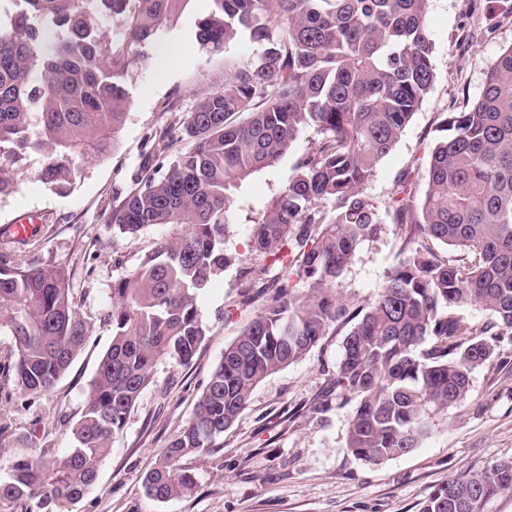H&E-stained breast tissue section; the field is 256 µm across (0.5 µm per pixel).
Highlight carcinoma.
Instances as JSON below:
<instances>
[{"label": "carcinoma", "mask_w": 512, "mask_h": 512, "mask_svg": "<svg viewBox=\"0 0 512 512\" xmlns=\"http://www.w3.org/2000/svg\"><path fill=\"white\" fill-rule=\"evenodd\" d=\"M188 2L0 0V196L13 191L30 150L46 155L41 176L59 189L80 174L72 155L108 151L126 119L129 65L149 60ZM211 2L197 43L216 52L246 39L257 53L227 62L224 88L188 113L182 134L194 148L163 175L141 178L108 214L123 234L172 233L112 283V342L73 426L74 447L47 462L15 459L0 477V512H69L94 486L158 360L188 364L204 340L199 299L232 264L224 235L236 195L276 169L308 128L317 141L248 216L252 247L275 279L244 272L241 303L260 312L224 349L187 424L144 476L146 495L165 501L192 489L182 459L220 447L256 386L301 360L334 324H353L332 381L336 399L357 400L346 448L372 464L420 447L436 419L467 398L472 371L497 352L498 337L512 334V46L490 66L480 96L443 119L448 136L430 151L423 196L413 200L415 171L395 182L385 211L405 257L374 301L353 309L335 284L380 229L366 186L435 82L429 0ZM244 112L246 121L232 120ZM15 243L0 236V334L11 338L0 389L14 381L39 397L92 325L77 311L69 273L20 262ZM294 279L308 295L293 293ZM472 305L490 321L463 323L459 311ZM511 490L512 461H496L435 489L422 512H484Z\"/></svg>", "instance_id": "obj_1"}]
</instances>
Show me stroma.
Segmentation results:
<instances>
[{"label": "stroma", "mask_w": 512, "mask_h": 512, "mask_svg": "<svg viewBox=\"0 0 512 512\" xmlns=\"http://www.w3.org/2000/svg\"><path fill=\"white\" fill-rule=\"evenodd\" d=\"M209 7V0H189L178 23L152 46L149 62L130 65L126 120L110 154L80 159L79 177L60 192L39 176L45 156L30 153L13 191L0 196V227L25 213L39 221L36 241L20 248L21 259L68 269L79 310L94 325L53 392L35 401L16 384L0 392V419L11 426L0 472L17 456L42 448L60 456L72 448V426L112 341L104 319L112 307V283L165 233L151 227L131 236L112 228L106 215L115 194L132 191L151 164L191 148L181 133L187 114L205 90L223 87L227 59L256 52L245 40L224 52L203 50L194 31ZM428 26L435 83L367 186L368 195L382 203L401 171L424 168L430 150L445 136V115L480 95L490 65L512 45V15L490 10L487 0H430ZM315 139L314 131L306 130L277 171L255 178L238 194L239 217L228 224L224 239L232 263L199 301L206 335L196 356L187 365L158 361L96 484L70 512H421L438 486L463 472L512 460V335L472 372L468 397L437 419L429 439L409 454L373 465L354 458L345 446L353 404L328 399L349 331L336 325L303 359L254 389L248 407L225 432L221 450L184 458L196 477L191 492L165 502L145 495L144 476L191 417L225 347L258 312L238 302L244 289L241 270L266 264L252 247L251 225L240 217L271 195ZM402 258L400 231L383 217L380 233L358 246L337 279V297L354 308L367 306Z\"/></svg>", "instance_id": "35a3bbf8"}]
</instances>
